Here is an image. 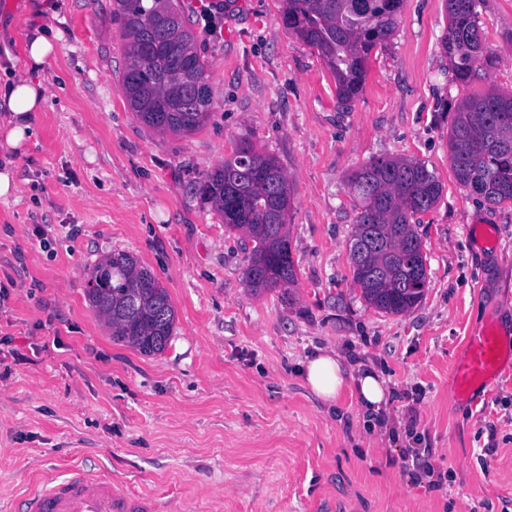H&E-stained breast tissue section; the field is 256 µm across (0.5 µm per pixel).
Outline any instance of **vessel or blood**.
Here are the masks:
<instances>
[{
    "instance_id": "obj_1",
    "label": "vessel or blood",
    "mask_w": 512,
    "mask_h": 512,
    "mask_svg": "<svg viewBox=\"0 0 512 512\" xmlns=\"http://www.w3.org/2000/svg\"><path fill=\"white\" fill-rule=\"evenodd\" d=\"M502 353L494 326H485L466 342L464 359L456 366L457 395L470 393L494 376ZM24 512H154V500L147 494L122 490L109 478L83 470L70 477L28 491L22 497Z\"/></svg>"
}]
</instances>
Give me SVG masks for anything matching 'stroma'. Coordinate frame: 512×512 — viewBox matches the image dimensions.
I'll return each instance as SVG.
<instances>
[{
	"label": "stroma",
	"mask_w": 512,
	"mask_h": 512,
	"mask_svg": "<svg viewBox=\"0 0 512 512\" xmlns=\"http://www.w3.org/2000/svg\"><path fill=\"white\" fill-rule=\"evenodd\" d=\"M0 0V65L29 35L58 36L37 135L0 199V499L79 465L182 512H512V344L499 373L456 401L452 368L486 324L512 336V203L455 180L454 105L512 90V0H480L483 52L453 82L439 40L444 0H404L352 105L317 51L282 23V0H223L216 30L182 0L207 63L211 117L179 136L129 108L113 0ZM293 182L297 281L250 292L242 238L200 194L240 138ZM381 156L424 163L443 185L413 222L429 287L385 314L352 282L349 174ZM126 251L176 311L168 348L113 342L86 297L89 268ZM333 347L371 363L391 391L388 435L351 395L328 408L306 386L308 356ZM418 449L438 482L406 466Z\"/></svg>",
	"instance_id": "obj_1"
}]
</instances>
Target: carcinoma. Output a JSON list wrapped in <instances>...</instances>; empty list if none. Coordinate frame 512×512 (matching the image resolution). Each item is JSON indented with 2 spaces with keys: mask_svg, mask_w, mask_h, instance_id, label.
I'll return each mask as SVG.
<instances>
[{
  "mask_svg": "<svg viewBox=\"0 0 512 512\" xmlns=\"http://www.w3.org/2000/svg\"><path fill=\"white\" fill-rule=\"evenodd\" d=\"M282 20L318 55L349 103L362 91L375 47L396 28L403 0H284ZM478 0H445L448 30L439 42L455 80L470 83L482 52ZM126 66L127 103L159 132L186 135L209 117L206 64L195 48L181 0H115ZM456 181L494 206L512 203V91L491 86L461 99L448 131ZM359 212L350 246L353 283L364 301L387 314L417 306L428 288L426 255L411 218L431 209L442 185L425 164L405 157L370 160L348 178ZM199 191L225 226L253 243L244 270L250 290L288 289L296 283L288 214L293 187L278 160L240 140L224 164L202 176ZM90 307L112 340L140 354L163 353L175 328L170 296L134 255L112 253L87 276Z\"/></svg>",
  "mask_w": 512,
  "mask_h": 512,
  "instance_id": "1",
  "label": "carcinoma"
}]
</instances>
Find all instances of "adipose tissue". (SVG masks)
Instances as JSON below:
<instances>
[{"mask_svg": "<svg viewBox=\"0 0 512 512\" xmlns=\"http://www.w3.org/2000/svg\"><path fill=\"white\" fill-rule=\"evenodd\" d=\"M54 49L45 34L31 35L25 45L24 74L0 82V198L13 193L15 157L27 150L35 135V114L46 102L42 74ZM303 376L327 406L337 405L343 393L349 392L364 414L383 420L391 392L372 366L334 349H320L306 360Z\"/></svg>", "mask_w": 512, "mask_h": 512, "instance_id": "adipose-tissue-1", "label": "adipose tissue"}]
</instances>
